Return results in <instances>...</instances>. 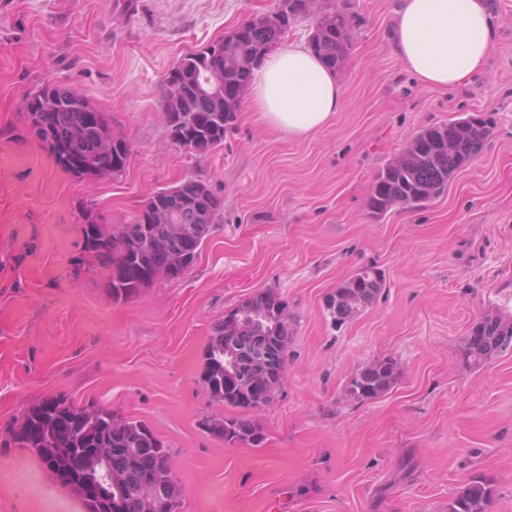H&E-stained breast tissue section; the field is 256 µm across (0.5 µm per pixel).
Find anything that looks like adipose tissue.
<instances>
[{"instance_id": "obj_1", "label": "adipose tissue", "mask_w": 512, "mask_h": 512, "mask_svg": "<svg viewBox=\"0 0 512 512\" xmlns=\"http://www.w3.org/2000/svg\"><path fill=\"white\" fill-rule=\"evenodd\" d=\"M393 49L422 84L448 88L483 70L495 38L489 0H397ZM335 71L289 44L254 71L247 104L263 121L301 139L325 128L342 108Z\"/></svg>"}]
</instances>
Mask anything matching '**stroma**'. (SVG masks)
I'll use <instances>...</instances> for the list:
<instances>
[{"label": "stroma", "instance_id": "obj_1", "mask_svg": "<svg viewBox=\"0 0 512 512\" xmlns=\"http://www.w3.org/2000/svg\"><path fill=\"white\" fill-rule=\"evenodd\" d=\"M360 19L340 75L344 102L303 139L240 110L208 154L173 144L163 79L277 0H0V429L63 394L146 422L169 447L180 512H446L465 483L512 512V349L471 368L460 347L492 308L512 312V0H492L486 70L439 90L392 49L396 0H335ZM78 90L130 153L124 171L79 179L24 125L36 86ZM490 115L482 153L439 198L381 217L377 172L423 129ZM208 183L223 219L181 278L114 303L73 272L79 207L130 223L159 189ZM372 265L384 286L333 328L325 296ZM275 289L288 306L287 367L269 404L233 408L202 379L213 326ZM391 358L398 380L356 402L349 377ZM249 419L260 447L224 443L206 418ZM0 512H85L38 458L0 448Z\"/></svg>", "mask_w": 512, "mask_h": 512}]
</instances>
